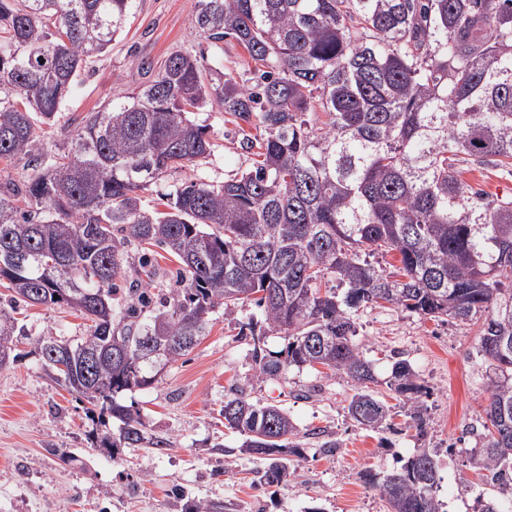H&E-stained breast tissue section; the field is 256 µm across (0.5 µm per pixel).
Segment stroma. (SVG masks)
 Masks as SVG:
<instances>
[{
	"label": "stroma",
	"mask_w": 512,
	"mask_h": 512,
	"mask_svg": "<svg viewBox=\"0 0 512 512\" xmlns=\"http://www.w3.org/2000/svg\"><path fill=\"white\" fill-rule=\"evenodd\" d=\"M197 3L137 0L125 30L86 65L54 123L43 126L48 155L67 152L76 120L152 80L171 53L204 56L212 79L247 68L236 42L216 48L205 40L195 23ZM190 118L206 125L215 143L196 175L221 182L252 168V155L236 144L231 115L205 107ZM14 315L24 334L17 361L0 369V512H193L201 502L214 512H388L364 472L390 470L423 448L438 460L447 512H478L481 500L497 494L471 456L485 422L486 365L476 355L483 316L442 322L388 304L360 309L358 341L375 364L380 397L393 408L389 429L372 431L347 416L353 386L344 375L291 367L257 378L238 324L261 319L260 309L250 302L215 309L207 335L188 356L169 364L152 387L121 395V403L139 409L147 443L109 458L96 439L118 436V421L88 413L87 402L48 375L34 351L40 336L83 335L85 320L63 305L20 304ZM397 353L429 391L421 438L385 386ZM237 386L252 400L285 409L297 426L302 452L281 483H254L262 460L242 453V436L224 425V400ZM327 435L338 442L328 452L321 447ZM153 438L166 439L167 448L150 447Z\"/></svg>",
	"instance_id": "stroma-1"
}]
</instances>
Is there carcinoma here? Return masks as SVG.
Wrapping results in <instances>:
<instances>
[{"label":"carcinoma","mask_w":512,"mask_h":512,"mask_svg":"<svg viewBox=\"0 0 512 512\" xmlns=\"http://www.w3.org/2000/svg\"><path fill=\"white\" fill-rule=\"evenodd\" d=\"M135 0H0V158L26 156L36 172L0 184V282L8 303L65 304L90 321L73 341H34L42 367L119 420L105 448L144 441L139 409L117 397L143 390L161 366L188 355L218 307L254 302L257 376L320 365L356 389L347 414L382 427L390 407L368 392L373 363L356 315L386 303L430 318L483 313L478 355L487 363L481 447L472 450L505 512L512 497V196L468 185L464 166L512 172V0H198L195 22L213 45L231 38L254 68L213 83L204 58L175 52L136 93L84 116L71 150L44 157L38 124L53 120L87 60L123 31ZM239 128L253 169L220 184L191 179L147 207L141 193L169 170L214 152L205 105ZM326 121L313 128L310 115ZM179 264L174 288L152 292L148 255ZM393 253L396 279L366 256ZM50 262L56 269L46 271ZM122 278L129 287L121 288ZM328 278L344 289L322 287ZM130 302L117 303L118 293ZM17 319L0 307V339ZM280 333V356L261 348ZM66 349V369L52 353ZM409 427L425 433L426 388L406 359L385 381ZM224 426L266 460L260 486L292 476L300 449L288 412L244 392L224 402ZM438 465L422 451L386 473L365 474L388 512H446Z\"/></svg>","instance_id":"carcinoma-1"}]
</instances>
